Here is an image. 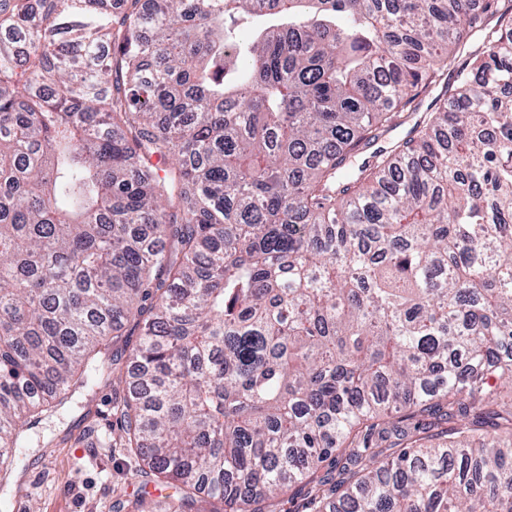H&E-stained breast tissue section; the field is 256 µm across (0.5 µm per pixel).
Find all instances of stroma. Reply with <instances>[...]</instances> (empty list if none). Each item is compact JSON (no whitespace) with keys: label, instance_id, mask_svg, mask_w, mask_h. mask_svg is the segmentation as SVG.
I'll list each match as a JSON object with an SVG mask.
<instances>
[{"label":"stroma","instance_id":"stroma-1","mask_svg":"<svg viewBox=\"0 0 512 512\" xmlns=\"http://www.w3.org/2000/svg\"><path fill=\"white\" fill-rule=\"evenodd\" d=\"M125 395L103 381L48 427L49 443L28 449L18 487L0 493V512H162L171 488L132 480L140 459L119 443Z\"/></svg>","mask_w":512,"mask_h":512}]
</instances>
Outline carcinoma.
<instances>
[{"mask_svg": "<svg viewBox=\"0 0 512 512\" xmlns=\"http://www.w3.org/2000/svg\"><path fill=\"white\" fill-rule=\"evenodd\" d=\"M112 375L167 512H512V0H0V488ZM308 496L309 486L296 485L281 497L277 508L281 512H306Z\"/></svg>", "mask_w": 512, "mask_h": 512, "instance_id": "1", "label": "carcinoma"}]
</instances>
